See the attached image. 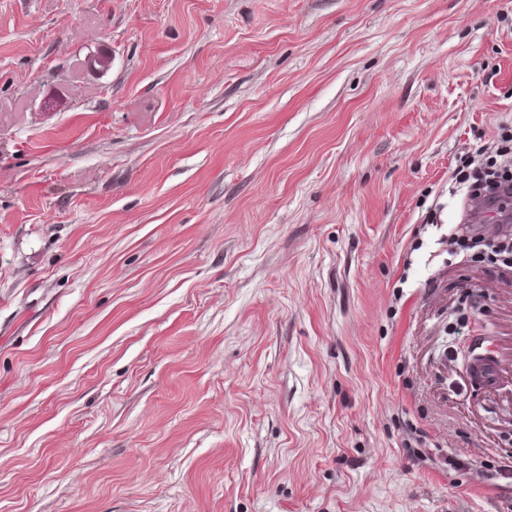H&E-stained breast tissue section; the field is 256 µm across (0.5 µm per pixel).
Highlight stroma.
Listing matches in <instances>:
<instances>
[{
	"label": "stroma",
	"mask_w": 512,
	"mask_h": 512,
	"mask_svg": "<svg viewBox=\"0 0 512 512\" xmlns=\"http://www.w3.org/2000/svg\"><path fill=\"white\" fill-rule=\"evenodd\" d=\"M503 124L512 0H0V512H512ZM495 162L487 168L464 162L453 171V180L469 194H478L493 203H512V126L501 125L497 133ZM457 243L462 248H472L481 244L487 249L486 254L490 259L501 261L503 264H512V233L497 235L486 238L482 234H476L475 237L460 236Z\"/></svg>",
	"instance_id": "stroma-1"
}]
</instances>
